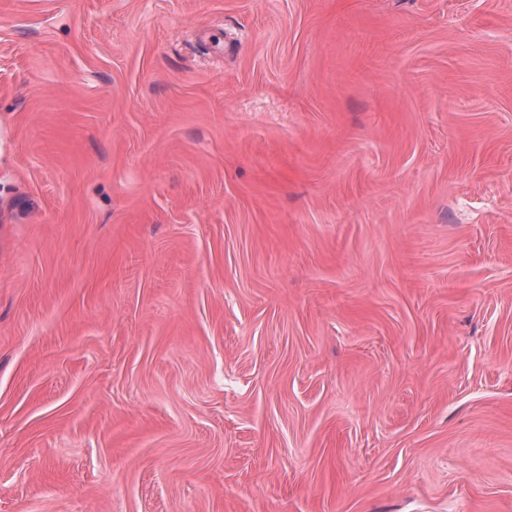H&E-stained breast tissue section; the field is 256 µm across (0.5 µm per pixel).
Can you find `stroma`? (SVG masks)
Masks as SVG:
<instances>
[{
  "label": "stroma",
  "mask_w": 512,
  "mask_h": 512,
  "mask_svg": "<svg viewBox=\"0 0 512 512\" xmlns=\"http://www.w3.org/2000/svg\"><path fill=\"white\" fill-rule=\"evenodd\" d=\"M0 512H512V0H0Z\"/></svg>",
  "instance_id": "stroma-1"
}]
</instances>
